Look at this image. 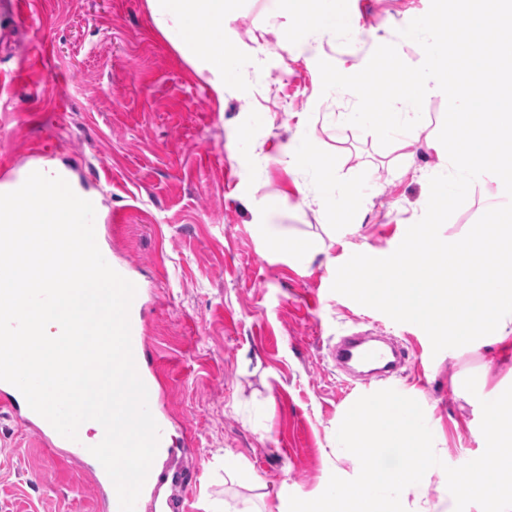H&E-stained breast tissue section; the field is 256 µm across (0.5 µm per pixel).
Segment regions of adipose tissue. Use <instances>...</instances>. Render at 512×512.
<instances>
[{
    "label": "adipose tissue",
    "instance_id": "adipose-tissue-1",
    "mask_svg": "<svg viewBox=\"0 0 512 512\" xmlns=\"http://www.w3.org/2000/svg\"><path fill=\"white\" fill-rule=\"evenodd\" d=\"M225 0H148L151 16L169 41L200 73H208L216 94L224 92V77L231 71L228 59L214 52L203 40V32L224 37ZM354 25L337 7V0H315L312 13L302 17L299 38L321 42L329 33L350 32Z\"/></svg>",
    "mask_w": 512,
    "mask_h": 512
}]
</instances>
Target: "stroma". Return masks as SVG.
I'll return each mask as SVG.
<instances>
[{
    "mask_svg": "<svg viewBox=\"0 0 512 512\" xmlns=\"http://www.w3.org/2000/svg\"><path fill=\"white\" fill-rule=\"evenodd\" d=\"M430 0H339L360 37L329 34L319 57L297 43L311 0H236L224 13V51L234 82L216 95L155 26L147 0H30L29 18L0 40V185L44 153L64 163L99 201L98 246L134 265L144 284L142 324L157 377V413L171 444L193 439L189 469L197 512H255L269 501L317 498L331 476L358 464L332 453L342 412L388 388L420 394L443 434L451 467L485 446L480 397L512 386V357L480 342L433 353L417 325L333 292L334 272L289 257L283 238L322 237L390 255L425 212L440 159L431 144L446 100L425 99L426 119L402 150L345 125L357 98L323 92L319 60L367 62L381 44L417 65L399 29ZM312 115L309 126L300 113ZM320 153L307 172L300 136ZM348 189L351 199L319 201ZM493 175L473 183L440 234L462 238L500 200ZM127 215L111 224L113 211ZM351 251V252H352ZM373 330L405 350L388 379L357 380L331 351L340 337ZM477 380L476 393L463 386ZM23 423L0 417V512H105V492L86 466L60 459ZM241 460L227 479L225 457ZM263 489H256V482Z\"/></svg>",
    "mask_w": 512,
    "mask_h": 512,
    "instance_id": "stroma-1",
    "label": "stroma"
}]
</instances>
